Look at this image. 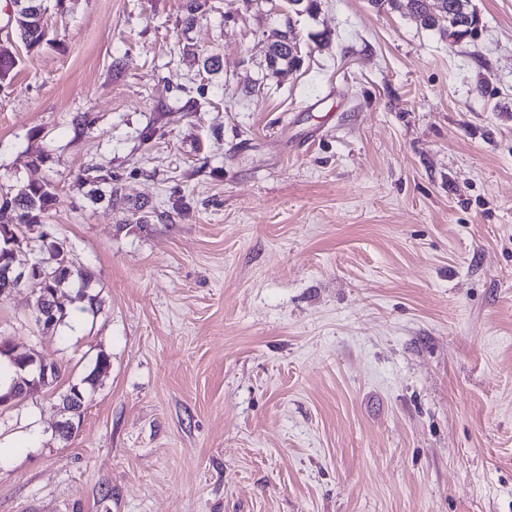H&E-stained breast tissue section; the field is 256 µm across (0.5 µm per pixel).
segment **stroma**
I'll return each instance as SVG.
<instances>
[{
    "instance_id": "1",
    "label": "stroma",
    "mask_w": 512,
    "mask_h": 512,
    "mask_svg": "<svg viewBox=\"0 0 512 512\" xmlns=\"http://www.w3.org/2000/svg\"><path fill=\"white\" fill-rule=\"evenodd\" d=\"M185 4L66 0L29 51L0 0V193L54 190L95 298H0L61 367L0 407V512H512V0L459 44L410 0ZM282 35H284L282 37L284 40L287 39V35L290 36L291 41L293 42V48L295 49L294 52H290L288 49V44H285L283 41H281V39L275 40L270 44L269 51L271 47L272 50L271 54L269 52V66L275 74H281L284 70L293 71L299 67L301 63V57L298 55V53H300V49L298 47V43L295 41V38L292 36L291 30H275L271 33L270 36L276 39ZM109 357V356H108ZM108 357L105 356L104 354H99L96 358V363H95V367L93 368V370L86 376L83 378V380L81 381V389H80V386L78 384H74L70 387L69 391L66 393V395H64V398H63V408L65 411L69 412V413H73L75 415V407L73 406L74 405V402L72 403L70 400H68L67 402H65V407H64V401L67 399L68 395L72 392H74L76 389L83 395H87V391L89 388H93L96 384V381H97V377L96 375L99 373V369L101 367H103L104 365H106V363L108 362ZM83 391V393H82ZM80 396V399H77L78 403L82 405V407L84 406V397L83 396Z\"/></svg>"
}]
</instances>
